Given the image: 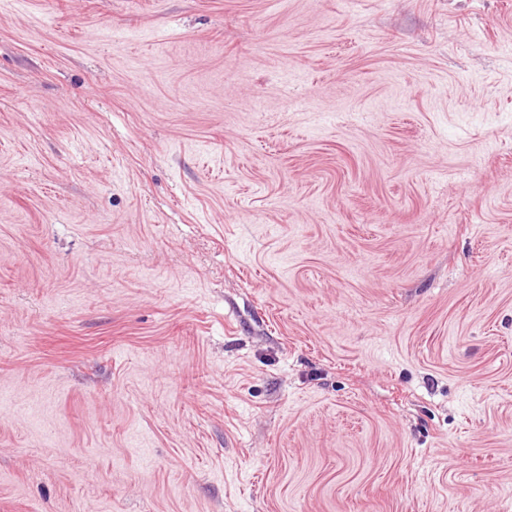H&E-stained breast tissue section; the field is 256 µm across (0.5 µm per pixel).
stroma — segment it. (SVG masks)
Instances as JSON below:
<instances>
[{"mask_svg": "<svg viewBox=\"0 0 512 512\" xmlns=\"http://www.w3.org/2000/svg\"><path fill=\"white\" fill-rule=\"evenodd\" d=\"M0 512H512V0H0Z\"/></svg>", "mask_w": 512, "mask_h": 512, "instance_id": "35a3bbf8", "label": "stroma"}]
</instances>
